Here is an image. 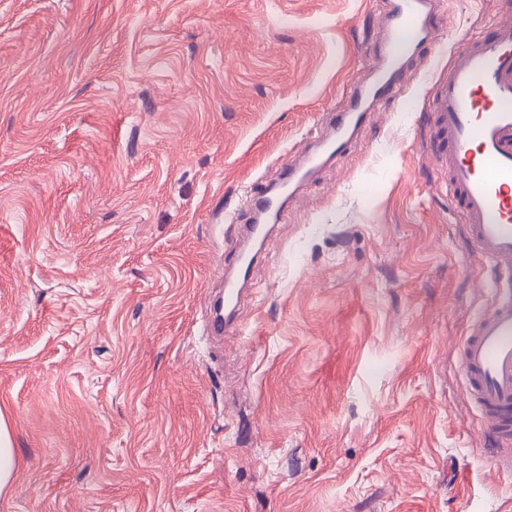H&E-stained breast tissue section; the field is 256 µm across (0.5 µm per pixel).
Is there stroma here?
<instances>
[{"instance_id": "stroma-1", "label": "stroma", "mask_w": 512, "mask_h": 512, "mask_svg": "<svg viewBox=\"0 0 512 512\" xmlns=\"http://www.w3.org/2000/svg\"><path fill=\"white\" fill-rule=\"evenodd\" d=\"M386 9L0 0V512H512L456 359L491 264L423 152L418 60L205 333L246 189L364 75ZM503 12L440 0L438 72ZM18 466L11 430L3 411H0V495L11 485Z\"/></svg>"}]
</instances>
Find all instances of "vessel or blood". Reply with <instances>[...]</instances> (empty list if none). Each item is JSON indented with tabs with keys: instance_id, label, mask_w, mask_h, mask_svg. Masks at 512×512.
<instances>
[{
	"instance_id": "1",
	"label": "vessel or blood",
	"mask_w": 512,
	"mask_h": 512,
	"mask_svg": "<svg viewBox=\"0 0 512 512\" xmlns=\"http://www.w3.org/2000/svg\"><path fill=\"white\" fill-rule=\"evenodd\" d=\"M437 0H390L385 39L365 79L349 83L313 142L283 165L275 181L250 189L251 244L238 250L224 278V309L232 311L263 241L285 208L327 161L341 157L370 123L377 104L396 96L392 81L403 60L418 57L424 73L439 55ZM429 155L448 187L470 242L498 272L492 303L473 321L457 352L486 430L495 467L512 468V14L499 15L483 35L458 48L425 106Z\"/></svg>"
}]
</instances>
